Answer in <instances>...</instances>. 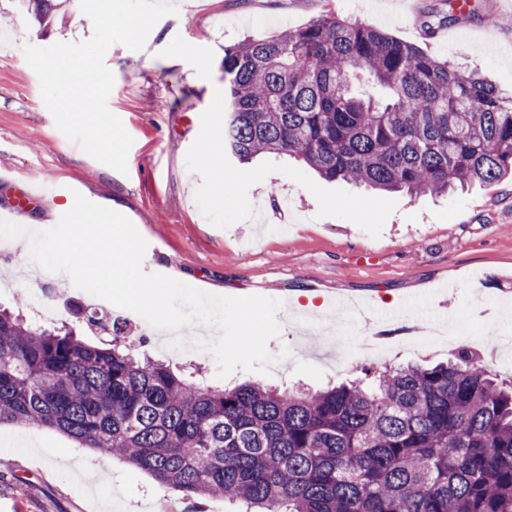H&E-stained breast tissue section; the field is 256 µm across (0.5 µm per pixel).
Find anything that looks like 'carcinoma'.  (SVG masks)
<instances>
[{
	"mask_svg": "<svg viewBox=\"0 0 512 512\" xmlns=\"http://www.w3.org/2000/svg\"><path fill=\"white\" fill-rule=\"evenodd\" d=\"M43 20L53 0H20ZM224 147L327 181L443 195L512 176V92L326 13L224 47ZM89 344L0 309V425L56 430L187 497L244 512H512V383L474 349L314 392L213 387L137 356L107 314Z\"/></svg>",
	"mask_w": 512,
	"mask_h": 512,
	"instance_id": "1",
	"label": "carcinoma"
}]
</instances>
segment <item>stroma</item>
I'll use <instances>...</instances> for the list:
<instances>
[{
    "label": "stroma",
    "instance_id": "stroma-1",
    "mask_svg": "<svg viewBox=\"0 0 512 512\" xmlns=\"http://www.w3.org/2000/svg\"><path fill=\"white\" fill-rule=\"evenodd\" d=\"M142 50L112 45L104 62L115 77L108 99L134 143L120 174L86 154L57 128L22 47L78 43L94 34L77 0L53 12L48 28L29 21L17 0H0V208L24 187L40 192L29 220L49 229L75 195L124 206L148 248V273L184 274L186 284L223 296L279 299L281 332L267 350L270 374L236 370L226 381L313 391L406 362L447 361L473 345L483 311L495 313L498 337L512 338V180L446 197L409 200L343 181L321 179L284 154L247 163L224 150V48L265 39L327 12L366 21L424 52L469 71L491 74L512 89V0H469L460 23L431 32L422 21L442 15L445 0H175ZM224 172L223 205L214 180L199 178L204 156ZM49 325L75 324L96 309L125 321L131 347L173 370H199L221 385L206 351H176L134 312L50 277ZM352 296L356 318L315 315L316 333L302 336L293 311L303 292ZM409 312H446L459 328L450 343H421L380 358L352 362L359 326L402 300ZM100 467L82 484L84 467ZM0 512H224L220 498L188 500L148 473L104 451L77 447L63 434L35 426L0 427Z\"/></svg>",
    "mask_w": 512,
    "mask_h": 512
}]
</instances>
